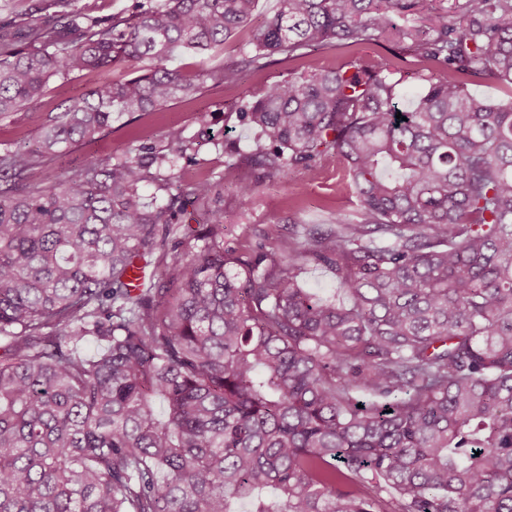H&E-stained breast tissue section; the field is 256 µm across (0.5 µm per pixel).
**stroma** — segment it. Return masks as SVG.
<instances>
[{
    "label": "stroma",
    "instance_id": "stroma-1",
    "mask_svg": "<svg viewBox=\"0 0 512 512\" xmlns=\"http://www.w3.org/2000/svg\"><path fill=\"white\" fill-rule=\"evenodd\" d=\"M245 41V35L238 34L208 54H178L170 65L192 72L201 64L208 67L234 64L242 56ZM358 60L389 66L398 83L402 106H410L422 80L418 60L406 45L383 39L351 47H321L298 58L275 55L264 69L242 70L234 84H204L195 100H175L155 112L119 116L96 142L73 145L64 156L43 168L40 177L45 183L54 182L63 170L77 166L92 150L119 157L129 147L142 142L165 149L168 131L178 128L192 144L189 158L157 171L155 180L147 182L144 191L152 196L158 194L163 184L174 188L186 182L214 183L224 200V245L227 248L255 247L264 243L266 235L288 236L302 225L325 223L328 216L336 212L354 214L356 198L347 185L342 164L335 157L322 158L312 172L297 169L291 180L284 182L262 176L246 162L233 169L225 167L224 147L231 143L245 154L254 147L256 129L236 118L241 99L259 94L266 85L287 79L293 73L314 68H341ZM98 80L95 74L76 75L65 81L51 78L41 99L43 110H61L68 98L90 92ZM39 146L30 113L15 112L0 119V151L19 147L35 150ZM250 181L256 182L257 188L247 204H240L237 187Z\"/></svg>",
    "mask_w": 512,
    "mask_h": 512
}]
</instances>
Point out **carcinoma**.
Masks as SVG:
<instances>
[{
    "label": "carcinoma",
    "mask_w": 512,
    "mask_h": 512,
    "mask_svg": "<svg viewBox=\"0 0 512 512\" xmlns=\"http://www.w3.org/2000/svg\"><path fill=\"white\" fill-rule=\"evenodd\" d=\"M12 0L45 14L0 47V116L25 110L40 151L0 153V512H512V0ZM406 20L400 26L396 18ZM248 33L269 56L408 43L424 75L399 107L388 66L315 69L242 101L268 176L343 161L358 209L301 238L224 249L214 184L146 200L141 144L88 153L45 186L35 170L111 126L113 114L192 100L238 68L168 67ZM103 80L55 115L32 103L51 77ZM406 117L402 121L396 114ZM210 223H185L199 211ZM136 260L152 268L130 282ZM330 271L347 302L299 286ZM92 354L81 352L87 338ZM468 91L478 99L486 101H505V88L502 83L485 79L482 77H472L467 83Z\"/></svg>",
    "instance_id": "cac0c4a2"
}]
</instances>
